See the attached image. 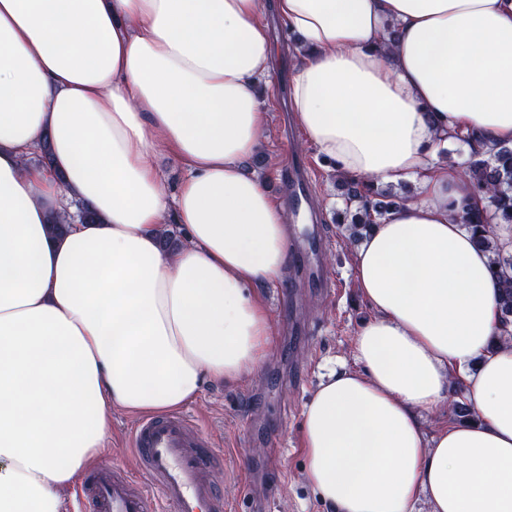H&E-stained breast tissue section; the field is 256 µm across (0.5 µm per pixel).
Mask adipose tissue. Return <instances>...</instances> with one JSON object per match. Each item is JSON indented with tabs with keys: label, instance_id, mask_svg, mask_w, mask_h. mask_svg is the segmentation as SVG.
Listing matches in <instances>:
<instances>
[{
	"label": "adipose tissue",
	"instance_id": "ef3b65f1",
	"mask_svg": "<svg viewBox=\"0 0 512 512\" xmlns=\"http://www.w3.org/2000/svg\"><path fill=\"white\" fill-rule=\"evenodd\" d=\"M268 7L318 153L420 187L355 252L373 316L305 407V478L332 512H512V340L461 224L480 198L437 160L455 133L512 144V0H0V512H72L113 411L179 409L265 360L252 288L282 280L290 228L242 163ZM456 379L474 421L425 437Z\"/></svg>",
	"mask_w": 512,
	"mask_h": 512
}]
</instances>
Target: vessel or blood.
Returning <instances> with one entry per match:
<instances>
[{"instance_id": "vessel-or-blood-1", "label": "vessel or blood", "mask_w": 512, "mask_h": 512, "mask_svg": "<svg viewBox=\"0 0 512 512\" xmlns=\"http://www.w3.org/2000/svg\"><path fill=\"white\" fill-rule=\"evenodd\" d=\"M278 177L292 213L310 209L309 190L292 167L282 168ZM326 244L314 232L292 243L296 261L323 294L334 286L315 261ZM129 445L133 468L103 467L90 474V512H224V498L210 478L223 457L213 452L193 416L179 412L142 418L130 432Z\"/></svg>"}]
</instances>
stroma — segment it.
I'll use <instances>...</instances> for the list:
<instances>
[{
	"mask_svg": "<svg viewBox=\"0 0 512 512\" xmlns=\"http://www.w3.org/2000/svg\"><path fill=\"white\" fill-rule=\"evenodd\" d=\"M267 23L276 44L274 69L261 83L266 94L264 148L246 160V173L261 179L272 195H279L277 170L290 157L304 160L313 181L314 223L322 225L328 246L321 266L337 284L335 297L322 299L301 291L297 319L312 326V333L290 331L274 302L276 286H258L254 293L266 307L274 326L272 347L260 369L236 383L205 384L200 396L186 404L224 455V466L212 478L224 490L230 512H251V501L265 504V512H330L304 476L303 411L329 368L351 364L353 340L372 312L360 295L353 273V250L347 247L336 224L340 201L334 183L335 167L320 156L289 116L287 79L296 63L286 44L291 36L275 15ZM132 415L112 416L106 442L105 466L132 465L129 431ZM276 436L279 454L262 464L264 439Z\"/></svg>",
	"mask_w": 512,
	"mask_h": 512,
	"instance_id": "1",
	"label": "stroma"
}]
</instances>
